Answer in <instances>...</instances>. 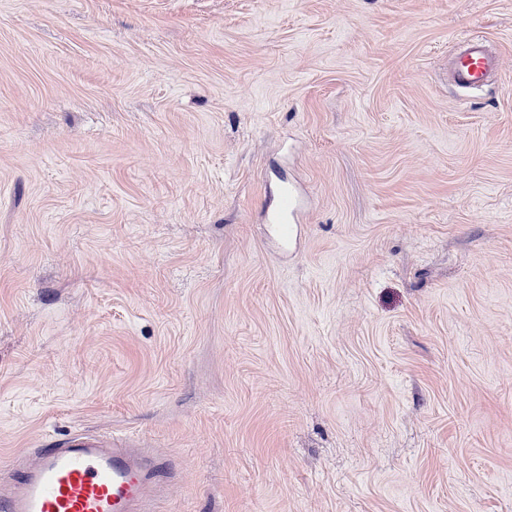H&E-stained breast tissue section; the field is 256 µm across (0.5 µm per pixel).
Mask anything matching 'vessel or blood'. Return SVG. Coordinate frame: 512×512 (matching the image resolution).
<instances>
[{"label": "vessel or blood", "mask_w": 512, "mask_h": 512, "mask_svg": "<svg viewBox=\"0 0 512 512\" xmlns=\"http://www.w3.org/2000/svg\"><path fill=\"white\" fill-rule=\"evenodd\" d=\"M499 68V57L471 38L454 61L452 80L461 89H478ZM300 216L295 188L281 185L267 223L286 241ZM172 475L171 463L151 449L71 434L33 449L31 458L17 457L11 473L0 475V512H159Z\"/></svg>", "instance_id": "b4317fda"}]
</instances>
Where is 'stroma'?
<instances>
[{"label":"stroma","instance_id":"stroma-1","mask_svg":"<svg viewBox=\"0 0 512 512\" xmlns=\"http://www.w3.org/2000/svg\"><path fill=\"white\" fill-rule=\"evenodd\" d=\"M77 431L164 512H512V0H0V468ZM462 42L465 48L454 61L453 83L464 90L481 88L492 72L500 70V58L485 48L482 39L471 38ZM301 216L300 200L296 189L290 184L281 185L277 204L266 211L267 224H273L276 233L283 242L291 236V224L299 223Z\"/></svg>","mask_w":512,"mask_h":512}]
</instances>
